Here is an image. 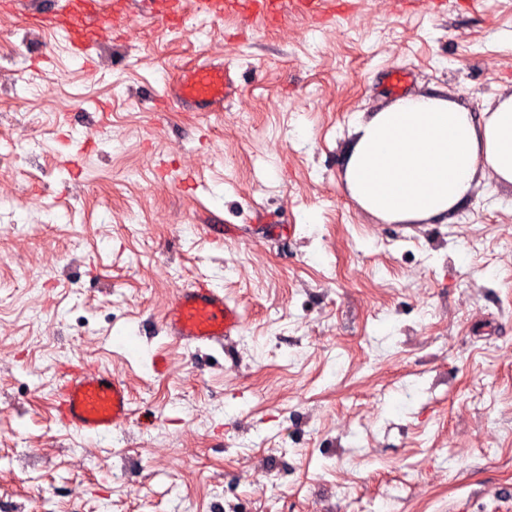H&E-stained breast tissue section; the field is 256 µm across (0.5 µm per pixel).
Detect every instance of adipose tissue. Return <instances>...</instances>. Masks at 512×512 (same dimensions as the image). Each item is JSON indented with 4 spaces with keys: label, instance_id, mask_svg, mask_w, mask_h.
Returning a JSON list of instances; mask_svg holds the SVG:
<instances>
[{
    "label": "adipose tissue",
    "instance_id": "1",
    "mask_svg": "<svg viewBox=\"0 0 512 512\" xmlns=\"http://www.w3.org/2000/svg\"><path fill=\"white\" fill-rule=\"evenodd\" d=\"M344 182L350 197L388 224L446 219L479 173L512 185V91L474 112L432 94H411L361 121Z\"/></svg>",
    "mask_w": 512,
    "mask_h": 512
}]
</instances>
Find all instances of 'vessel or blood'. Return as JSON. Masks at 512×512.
Returning a JSON list of instances; mask_svg holds the SVG:
<instances>
[{"instance_id": "b4317fda", "label": "vessel or blood", "mask_w": 512, "mask_h": 512, "mask_svg": "<svg viewBox=\"0 0 512 512\" xmlns=\"http://www.w3.org/2000/svg\"><path fill=\"white\" fill-rule=\"evenodd\" d=\"M200 9L221 20L248 11L263 22L281 18L285 9L321 12L324 0H198ZM124 0H69L67 14L43 11V28L65 32L72 47L83 50L117 29ZM237 90L236 73L211 63L188 66L167 89V98L190 112H220ZM243 314L223 289L200 281L179 289L168 309V336L187 347L221 343L238 335ZM59 420L77 432L94 435L127 422L131 395L118 378L105 372L78 373L63 381L55 393Z\"/></svg>"}]
</instances>
